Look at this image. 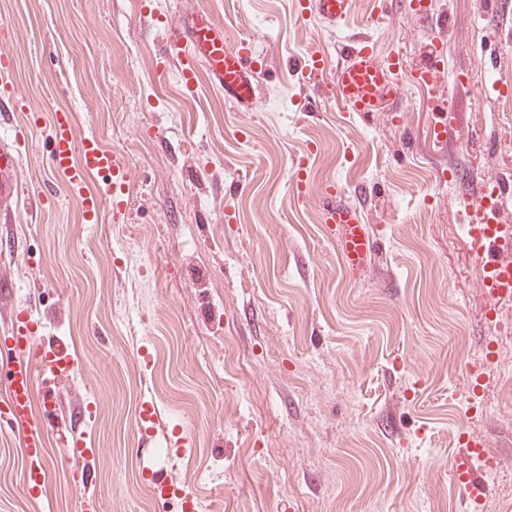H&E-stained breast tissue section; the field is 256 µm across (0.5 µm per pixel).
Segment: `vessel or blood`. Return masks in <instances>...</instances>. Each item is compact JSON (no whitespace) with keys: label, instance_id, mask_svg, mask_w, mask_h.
Masks as SVG:
<instances>
[{"label":"vessel or blood","instance_id":"vessel-or-blood-1","mask_svg":"<svg viewBox=\"0 0 512 512\" xmlns=\"http://www.w3.org/2000/svg\"><path fill=\"white\" fill-rule=\"evenodd\" d=\"M306 10L327 27H336L352 13L353 0H306ZM169 54L185 56L182 70L185 82H192L197 69H204L210 81L223 90L228 103L245 109L255 98L257 62L248 46L224 42V28L209 11L200 6L186 9L177 26L165 32ZM440 55L428 49L423 62L410 73L413 81L432 85ZM401 68L398 58L381 57L369 45L346 48L336 64V94L350 111L368 116L373 112H400L405 94L396 77ZM48 140L50 151L47 165L52 174L72 192L81 196L86 222L97 223L103 206L121 212L124 204L123 187L128 171L125 160L106 149L91 133L77 134L70 113H53ZM21 145L18 140H0V222L9 223L10 210L21 194L18 178ZM104 175L103 191L88 192L84 183L88 176ZM323 221L336 237V248L349 269L365 264L376 250L377 242L359 219L356 206L335 185L325 187L320 198ZM471 238L488 254L483 285L489 295L512 294V240L498 236L487 225L485 195L473 198ZM8 334L0 338V358L7 360L9 397L0 408V427L29 426L23 458L29 492L41 491L44 485L48 453L46 424L62 420L65 411L57 401L54 385L69 378L73 370L70 355L62 345L47 346L37 334L29 311L12 312ZM43 391V406L35 408L36 391ZM164 426V419L155 406L141 407L137 430L142 437H153ZM147 482L156 497L178 499L184 512H196L197 499L192 491L175 482L156 481L147 475Z\"/></svg>","mask_w":512,"mask_h":512}]
</instances>
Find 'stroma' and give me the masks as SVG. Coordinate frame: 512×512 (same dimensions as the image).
<instances>
[{
    "label": "stroma",
    "instance_id": "obj_1",
    "mask_svg": "<svg viewBox=\"0 0 512 512\" xmlns=\"http://www.w3.org/2000/svg\"><path fill=\"white\" fill-rule=\"evenodd\" d=\"M0 0V86L17 108L0 135L22 142V203L0 238L14 309L46 322L75 373L64 408L87 401L86 428L47 426L44 492L23 480L22 435H0V512H181L154 498L143 467L222 512H512V302L493 305L483 259L463 227L482 184L512 176V19L488 0H355L324 27L301 0H200L228 44L250 43L265 70L250 109L160 56L182 0ZM398 56L406 103L361 118L336 96L345 37ZM442 49L435 87L411 82L423 49ZM319 55L324 73L302 70ZM73 114L126 162V210L84 220L79 196L46 167L52 112ZM452 111L448 145L430 133ZM472 173L468 186L452 179ZM335 184L379 247L349 271L326 229ZM483 366L472 398L466 364ZM185 432L141 441V404ZM473 497L453 464L467 441Z\"/></svg>",
    "mask_w": 512,
    "mask_h": 512
}]
</instances>
